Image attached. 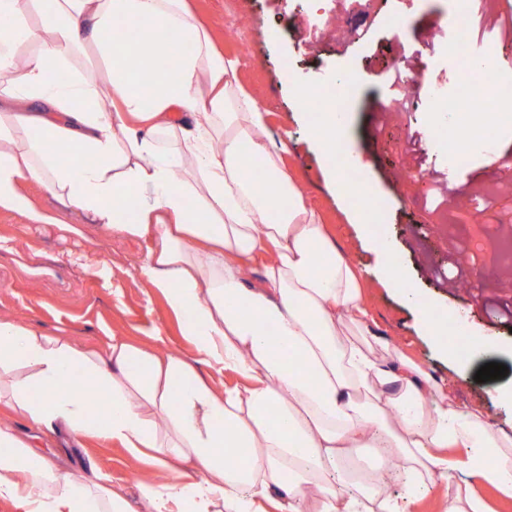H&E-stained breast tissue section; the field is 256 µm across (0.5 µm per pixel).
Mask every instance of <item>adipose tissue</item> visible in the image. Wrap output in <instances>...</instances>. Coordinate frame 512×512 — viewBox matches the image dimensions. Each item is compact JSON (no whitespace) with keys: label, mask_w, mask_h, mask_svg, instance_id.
<instances>
[{"label":"adipose tissue","mask_w":512,"mask_h":512,"mask_svg":"<svg viewBox=\"0 0 512 512\" xmlns=\"http://www.w3.org/2000/svg\"><path fill=\"white\" fill-rule=\"evenodd\" d=\"M121 24L154 31L165 72L130 66ZM268 117L186 0H0V208L51 223L21 191L36 181L102 230L144 240L139 273L194 351L116 336L100 354L1 321L0 405L31 429L0 419V501L15 512H132L37 453L33 432L59 429L184 465L168 484L140 480L146 512H409L423 488L456 480L512 496V432L370 331L358 276L306 206L286 146L266 139ZM416 308L451 360L491 349L481 334L460 353L435 308ZM202 366L244 383L215 385Z\"/></svg>","instance_id":"adipose-tissue-1"}]
</instances>
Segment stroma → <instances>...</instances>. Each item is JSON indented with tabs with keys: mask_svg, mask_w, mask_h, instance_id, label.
I'll list each match as a JSON object with an SVG mask.
<instances>
[{
	"mask_svg": "<svg viewBox=\"0 0 512 512\" xmlns=\"http://www.w3.org/2000/svg\"><path fill=\"white\" fill-rule=\"evenodd\" d=\"M225 54L236 56L249 90L270 112L268 140L288 142L289 173L306 205L323 213L337 248L363 272V296L373 333L398 341L426 375L445 381L467 406L483 407L492 423L512 425V409L493 399L512 388V324L500 317L512 305V174L489 154L449 176L428 148L436 119L428 82L452 79L448 53L451 0H337L339 20L325 28L306 0H192ZM400 30H393L392 20ZM512 0H476L470 33L477 49L507 60L501 79L512 80ZM409 76L408 111L381 116L393 98L397 71ZM354 71L362 81L347 103L345 141L373 184L379 210L355 223L350 198L338 195L330 173L336 163L311 138L312 112L297 109L293 86L316 85L322 74ZM33 206L55 216L33 224L0 209V320L104 350L112 337L143 343L162 338L166 348L190 352L178 319L162 295L139 274L143 241L104 235L89 218L63 206L37 182L22 185ZM388 245L417 296L467 331L492 333L487 359L507 366L506 377L475 382L480 364L454 366L423 336L413 308L373 271L372 248ZM108 256L106 268L96 266ZM42 454L89 478L105 476L133 512H144L137 484L145 467L115 443L65 434L45 436Z\"/></svg>",
	"mask_w": 512,
	"mask_h": 512,
	"instance_id": "stroma-1",
	"label": "stroma"
}]
</instances>
